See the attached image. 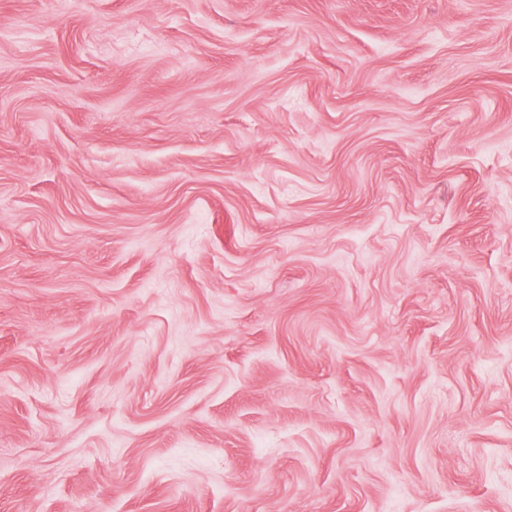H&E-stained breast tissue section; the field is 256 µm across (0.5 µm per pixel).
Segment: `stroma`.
I'll use <instances>...</instances> for the list:
<instances>
[{
  "label": "stroma",
  "instance_id": "35a3bbf8",
  "mask_svg": "<svg viewBox=\"0 0 512 512\" xmlns=\"http://www.w3.org/2000/svg\"><path fill=\"white\" fill-rule=\"evenodd\" d=\"M0 512H512V0H0Z\"/></svg>",
  "mask_w": 512,
  "mask_h": 512
}]
</instances>
